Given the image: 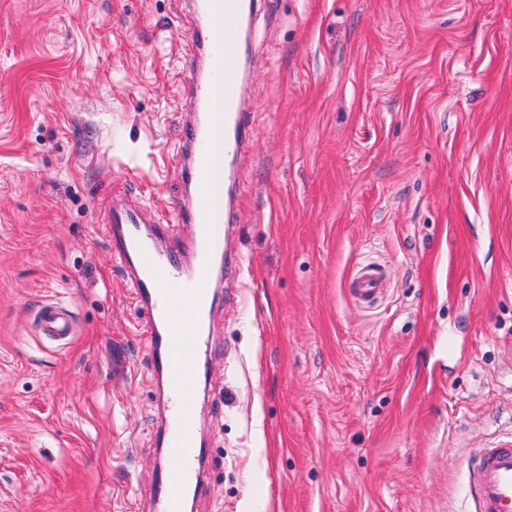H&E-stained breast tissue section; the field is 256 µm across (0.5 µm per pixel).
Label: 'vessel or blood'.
Masks as SVG:
<instances>
[{"label":"vessel or blood","instance_id":"obj_1","mask_svg":"<svg viewBox=\"0 0 512 512\" xmlns=\"http://www.w3.org/2000/svg\"><path fill=\"white\" fill-rule=\"evenodd\" d=\"M202 20L203 69L187 65L183 89L195 112L180 129L186 162L180 177L190 193L169 201L165 212L148 213L137 200L110 206L112 254L124 268L145 322L152 368L158 381L161 422L158 446L174 460L162 469L151 495V512H185L188 497L202 493L204 448L198 432V391L210 371L211 347L203 324L220 301L215 277L223 273L224 180L253 121L245 97L243 20L252 0H191ZM191 225L187 251L164 248L167 213ZM384 276L373 264L360 267L353 291L369 302L382 294ZM41 336L66 344L75 334L71 312L56 302L39 306ZM467 494L473 512H512V439L479 449L467 461Z\"/></svg>","mask_w":512,"mask_h":512}]
</instances>
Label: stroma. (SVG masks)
<instances>
[{
    "instance_id": "1",
    "label": "stroma",
    "mask_w": 512,
    "mask_h": 512,
    "mask_svg": "<svg viewBox=\"0 0 512 512\" xmlns=\"http://www.w3.org/2000/svg\"><path fill=\"white\" fill-rule=\"evenodd\" d=\"M197 35L189 0H0V512H147L168 463L94 189L181 196ZM249 43L187 512H468L512 435V0H269ZM353 284L356 296L362 301L370 302L383 292V271L373 264H365L357 271ZM41 336L64 345L75 335L72 313L56 302H45L36 312Z\"/></svg>"
}]
</instances>
